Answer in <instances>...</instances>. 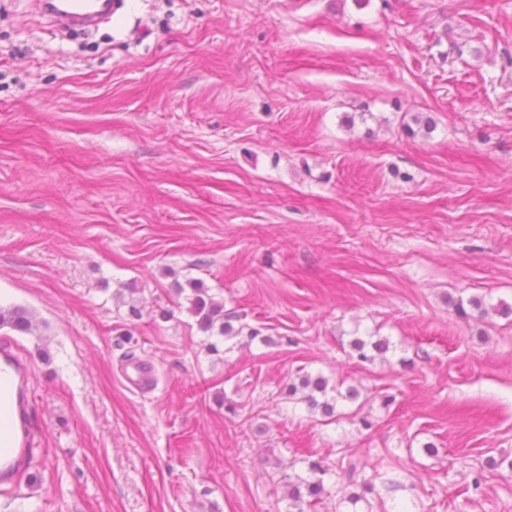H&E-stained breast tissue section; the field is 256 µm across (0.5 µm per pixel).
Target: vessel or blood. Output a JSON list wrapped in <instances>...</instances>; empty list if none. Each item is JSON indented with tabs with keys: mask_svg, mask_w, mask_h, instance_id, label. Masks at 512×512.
Returning a JSON list of instances; mask_svg holds the SVG:
<instances>
[{
	"mask_svg": "<svg viewBox=\"0 0 512 512\" xmlns=\"http://www.w3.org/2000/svg\"><path fill=\"white\" fill-rule=\"evenodd\" d=\"M47 12L54 19L90 21L109 15L108 0H68L67 11H59L56 0H46ZM0 374L8 376V384L0 386V488L13 486L24 460L35 446L30 414L35 403L30 386L31 371L28 364L11 351L0 352ZM124 385L133 391L153 387L155 371L144 361L124 364L121 371Z\"/></svg>",
	"mask_w": 512,
	"mask_h": 512,
	"instance_id": "1",
	"label": "vessel or blood"
}]
</instances>
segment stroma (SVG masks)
<instances>
[{
	"instance_id": "1",
	"label": "stroma",
	"mask_w": 512,
	"mask_h": 512,
	"mask_svg": "<svg viewBox=\"0 0 512 512\" xmlns=\"http://www.w3.org/2000/svg\"><path fill=\"white\" fill-rule=\"evenodd\" d=\"M509 51L512 0H124L70 38L0 0V305L36 323L0 346L39 443L0 512H286L312 461L317 512H512ZM191 277L258 337L209 352ZM124 385L133 391H144L153 387L155 383V371L145 361H133L124 364L121 371ZM328 383L321 377H312L307 374L300 380L299 387H294L290 393L291 396L296 395L298 392H302V396L299 398L306 401L311 408L320 407L325 415L333 414V404L326 398ZM318 395L323 397V401L318 399Z\"/></svg>"
}]
</instances>
